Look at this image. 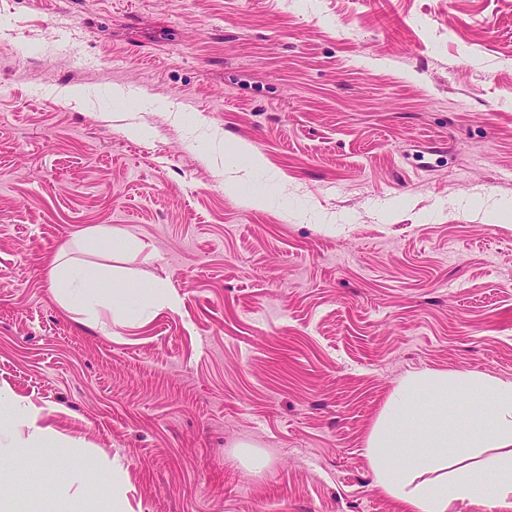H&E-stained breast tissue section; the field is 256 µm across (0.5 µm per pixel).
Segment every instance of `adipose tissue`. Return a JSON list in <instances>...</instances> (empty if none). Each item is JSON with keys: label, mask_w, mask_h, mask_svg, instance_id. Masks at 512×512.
<instances>
[{"label": "adipose tissue", "mask_w": 512, "mask_h": 512, "mask_svg": "<svg viewBox=\"0 0 512 512\" xmlns=\"http://www.w3.org/2000/svg\"><path fill=\"white\" fill-rule=\"evenodd\" d=\"M65 307L133 319L179 299L146 276L113 284L98 270L55 266ZM456 397L461 408L448 405ZM365 455L374 486L402 512H512V379L423 372L401 379L378 413Z\"/></svg>", "instance_id": "ef3b65f1"}]
</instances>
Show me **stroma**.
<instances>
[{"instance_id":"1","label":"stroma","mask_w":512,"mask_h":512,"mask_svg":"<svg viewBox=\"0 0 512 512\" xmlns=\"http://www.w3.org/2000/svg\"><path fill=\"white\" fill-rule=\"evenodd\" d=\"M505 200L512 0H0V443L30 407L69 446L0 488L95 512L117 462L123 512H396L397 382L512 378ZM57 257L181 305L89 322ZM86 236L97 250L105 253L121 252L136 245L131 235L112 228H91L87 230Z\"/></svg>"}]
</instances>
